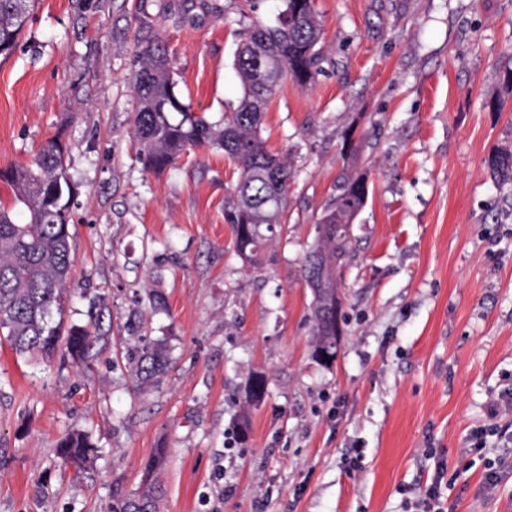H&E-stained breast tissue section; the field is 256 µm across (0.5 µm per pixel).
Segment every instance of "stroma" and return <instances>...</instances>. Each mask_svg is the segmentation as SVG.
<instances>
[{
  "label": "stroma",
  "mask_w": 512,
  "mask_h": 512,
  "mask_svg": "<svg viewBox=\"0 0 512 512\" xmlns=\"http://www.w3.org/2000/svg\"><path fill=\"white\" fill-rule=\"evenodd\" d=\"M315 83L273 97L261 135L296 173L263 270L237 255L224 205L238 179L217 148L145 171L132 137L140 44L163 41L193 113L237 107L241 0H39L0 56V169L49 138L68 148L75 262L65 323L98 341L84 363L0 345V512H107L168 451L162 512H407L447 463L449 512H512V0H314ZM356 151L343 162V133ZM365 177L338 279L335 363L312 357L300 273L343 172ZM165 307L153 310L152 293ZM165 340L149 384L129 355ZM268 393L245 401L253 373ZM249 433L239 440L241 418ZM487 430L500 480L469 448ZM87 433L84 470L56 456Z\"/></svg>",
  "instance_id": "stroma-1"
}]
</instances>
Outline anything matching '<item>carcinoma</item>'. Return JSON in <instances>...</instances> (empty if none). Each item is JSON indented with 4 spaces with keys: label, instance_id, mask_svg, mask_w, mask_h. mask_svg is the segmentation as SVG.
I'll use <instances>...</instances> for the list:
<instances>
[{
    "label": "carcinoma",
    "instance_id": "1",
    "mask_svg": "<svg viewBox=\"0 0 512 512\" xmlns=\"http://www.w3.org/2000/svg\"><path fill=\"white\" fill-rule=\"evenodd\" d=\"M37 0H0V56H9L33 15ZM321 21L313 0H285L275 23L252 20L241 33L235 69L243 95L219 124L191 112L176 91L166 50L157 43L140 47L131 89L138 103L133 137L140 146L144 168L161 172L173 165L188 146H216L237 165L239 179L227 202L238 255L259 267L286 223L288 188L295 176L289 159L270 151L260 135L266 110L287 82L312 84L318 74ZM66 146L60 138L46 140L28 165L0 170V182L13 194V207L0 205V337L19 355L50 358L59 345L79 360L92 347L89 332L63 330L66 282L74 262L64 206L72 196ZM491 176L512 182V153L489 160ZM364 179L345 173L336 195L325 205L315 225V246L302 259V275L313 293L312 357L326 367L336 361L343 336L341 299L336 271L349 252V225L365 205ZM21 205V223L13 208ZM170 364L161 342L143 344L136 355V372L145 381L161 376ZM267 379L256 374L247 387V402L261 403ZM62 459L81 469L98 453L82 433H71L58 444ZM165 449L159 448L143 467L137 488L112 495L109 512H161L166 487L158 476Z\"/></svg>",
    "mask_w": 512,
    "mask_h": 512
}]
</instances>
